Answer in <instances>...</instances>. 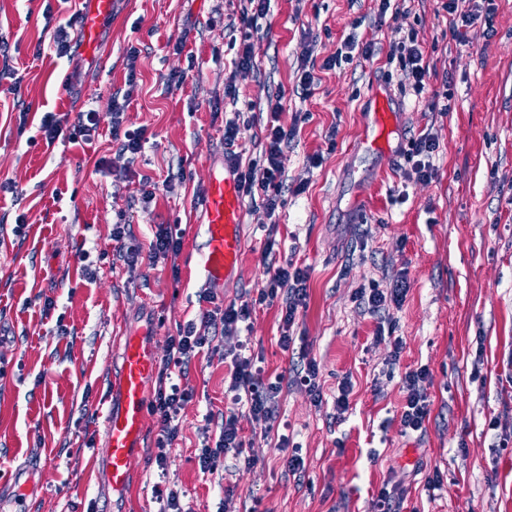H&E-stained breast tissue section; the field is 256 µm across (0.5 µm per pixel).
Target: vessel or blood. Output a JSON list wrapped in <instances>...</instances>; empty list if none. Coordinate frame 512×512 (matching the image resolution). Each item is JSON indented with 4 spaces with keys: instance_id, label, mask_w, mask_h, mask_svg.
Returning a JSON list of instances; mask_svg holds the SVG:
<instances>
[{
    "instance_id": "b4317fda",
    "label": "vessel or blood",
    "mask_w": 512,
    "mask_h": 512,
    "mask_svg": "<svg viewBox=\"0 0 512 512\" xmlns=\"http://www.w3.org/2000/svg\"><path fill=\"white\" fill-rule=\"evenodd\" d=\"M78 38L83 48L101 51V32L112 20L113 0H82ZM376 148H384L394 131L397 112L382 96H374ZM205 245L199 275L208 288L223 286L237 272L243 249L242 228L245 205L231 166L209 169L204 194ZM122 365L116 397L103 411L106 454L103 469L108 489L124 493L137 461V450L145 434L148 415L146 385L158 365V355L147 331L130 333L120 339ZM9 479L16 488L11 512H31L35 476L17 468Z\"/></svg>"
}]
</instances>
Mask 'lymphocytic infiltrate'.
Here are the masks:
<instances>
[{
    "label": "lymphocytic infiltrate",
    "mask_w": 512,
    "mask_h": 512,
    "mask_svg": "<svg viewBox=\"0 0 512 512\" xmlns=\"http://www.w3.org/2000/svg\"><path fill=\"white\" fill-rule=\"evenodd\" d=\"M442 8L451 17L450 33L459 44L469 42L471 27L479 22L489 21L494 12L493 0H443ZM374 40H364L349 36L341 45L337 54L328 56L323 63L314 60L315 45L306 41L301 45L300 65L296 73V87L303 96H311L315 87L314 67L335 68L341 60H352L354 56L372 58L375 54ZM390 59L396 60L401 71L400 87L402 93L424 96L427 91L426 78L429 74L425 62V50L416 29L393 43ZM126 105L120 101L112 103V125L110 136L117 144V154L127 164H134L147 142L144 128L128 129L123 125ZM269 118L264 127L266 140L262 164L244 162L239 149L241 125L239 118L227 119L224 123V159L233 168L238 186L247 198L262 194L268 213H275L285 187L286 149L297 130L285 127L281 122L284 112L282 95L270 97L267 101ZM38 131L47 144L64 139L71 143H92L99 136V119L95 109L79 112L76 122L64 126L62 118L54 112L43 113ZM438 143L431 134L425 133L413 139L406 153L410 165L406 173L407 180L430 183L438 175L433 162ZM111 240L115 251L128 266H136L145 260L149 264L159 261L175 260L182 250L183 232L178 225H157L148 250L132 244V234L128 225H113ZM308 268L299 266L293 258H285L281 264L273 266L266 288L260 290L257 300L239 299L223 302L213 291H206L199 297L203 307L195 318L177 327L175 334L167 338V353L159 362L155 372L152 393L148 401V412L155 420L156 451L151 458L157 472H165L169 455L181 433L180 416L185 406L192 401L194 394L180 385L193 359L198 357H219L225 361L229 377L228 392L234 404L233 410L218 414H207L201 446L196 455L199 470L212 474L223 466L226 456L242 461L244 467L257 464L258 459L238 424L236 406L245 407L253 422L260 426L263 434L273 433L276 421L277 398L282 390L283 376L273 381L263 379L264 369L258 356L249 354V346L241 340L242 330L248 329L249 320L255 302L279 300L280 336L278 345L282 351H289L294 339L291 330L298 313L307 303ZM238 337L236 351L225 352L221 349L224 338ZM429 376L427 366L405 372L402 389L406 394V403L401 415V431L408 434L423 430L430 415V403L424 390Z\"/></svg>",
    "instance_id": "1"
}]
</instances>
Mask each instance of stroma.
<instances>
[{
  "label": "stroma",
  "instance_id": "35a3bbf8",
  "mask_svg": "<svg viewBox=\"0 0 512 512\" xmlns=\"http://www.w3.org/2000/svg\"><path fill=\"white\" fill-rule=\"evenodd\" d=\"M494 4V37L479 23L464 47L451 38L438 0H407L405 14L378 32L369 25L374 0H272L251 38L255 68L235 77L243 0H114L103 67L81 49L71 61L38 51L46 0H0V39L14 47L0 57L9 70L0 80V182L14 187L0 193V471L25 461L49 465L34 512H155L144 486L154 424L146 426L129 488L104 490L98 412L121 366L118 341L147 326L164 353L167 336L197 310L205 174L224 159V117L237 110L252 117L242 141L248 157L260 159L267 98L277 93L282 120L298 135L288 146L274 251L310 269L294 334L320 364L326 402L314 406L291 354L277 344L279 304L257 306L251 343L267 373L285 376L277 421L301 447L306 471L285 470L273 442L244 416L258 464L246 469L229 456L221 472H199L202 416L230 405L223 363L202 359L184 381L195 397L182 412L171 481L192 512H216L227 487L236 512H375L387 481L404 490L396 512H512V0ZM357 19L358 36L376 38V54L319 71L314 94L300 98L301 43L316 39L314 57L323 61ZM409 27L426 47L430 90L453 94L450 112L398 92L386 56ZM133 46L138 86L124 125L146 128L149 141L127 168L111 142V97L125 87ZM176 71L188 74L179 88L169 83ZM231 77L235 101L224 96ZM375 86L400 110L386 154L363 143ZM17 99L29 109L24 126ZM90 102L100 120L92 144L35 139L42 113L72 116ZM426 132L439 144L438 176L427 185L406 182L402 149ZM317 153L323 162L314 168L308 158ZM146 180L170 188L146 203ZM301 183L305 192L294 194ZM21 213L27 228L19 238L12 229ZM268 219L261 201L246 203L245 248L238 275L219 291L224 300L265 285ZM124 223L140 239L152 225H182L175 264L128 269L110 238L112 226ZM87 263L94 277L83 275ZM402 272L406 300L387 308L393 331L379 335L380 319L355 295L372 283L389 286ZM47 296L56 302L48 313ZM422 365L430 370V417L424 431L405 435L401 378ZM346 378L350 406L340 420L331 398ZM436 469L445 481L430 492L425 478Z\"/></svg>",
  "mask_w": 512,
  "mask_h": 512
}]
</instances>
